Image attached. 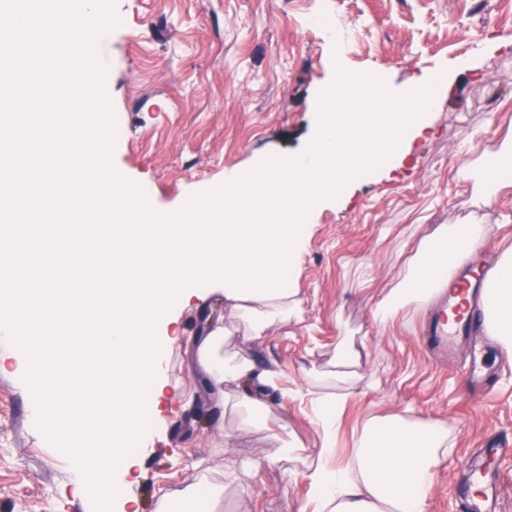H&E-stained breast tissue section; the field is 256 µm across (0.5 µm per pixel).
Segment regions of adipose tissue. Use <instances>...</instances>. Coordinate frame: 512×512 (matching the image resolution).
<instances>
[{
  "label": "adipose tissue",
  "instance_id": "adipose-tissue-1",
  "mask_svg": "<svg viewBox=\"0 0 512 512\" xmlns=\"http://www.w3.org/2000/svg\"><path fill=\"white\" fill-rule=\"evenodd\" d=\"M480 181L484 201L512 186V149L483 153ZM493 233L489 224H443L425 235L410 261L400 270L388 294L377 303L373 316L386 328L408 306H423L450 287L462 261L476 252ZM486 331L504 350H512V251L499 254L493 275L482 292ZM228 329L210 331L200 343V365L216 383L234 384L238 407L247 423L265 424L269 414L267 390L276 384V373L248 356L221 360L220 344L228 342ZM355 350L341 344L336 364L341 371L334 392H313L312 408L322 429L323 443L317 465L309 472L312 512H424L432 492V470L447 457V430L420 420L394 414L367 421L346 465H332L328 456L336 446L341 412L352 396L345 367Z\"/></svg>",
  "mask_w": 512,
  "mask_h": 512
}]
</instances>
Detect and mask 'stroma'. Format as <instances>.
<instances>
[{"mask_svg": "<svg viewBox=\"0 0 512 512\" xmlns=\"http://www.w3.org/2000/svg\"><path fill=\"white\" fill-rule=\"evenodd\" d=\"M321 14L370 31L337 54L335 39L309 26ZM114 15L122 27L96 45L119 121L112 164L148 183L160 212L180 210L265 155L301 149L337 63L397 90L423 74L450 80L431 130L401 168L308 217L294 282L300 309L288 325L250 335L219 283L175 305L159 364L162 414L127 479L139 512H157L162 495L178 497L201 479L222 489L215 512H299L322 446L303 392L335 391L327 373L344 341L362 358L335 459L349 457L373 417L408 412L444 426L454 446L436 465L424 512H462L460 464L488 434L512 439V369H500L502 349L490 343L492 390L470 392L464 351L438 364L424 350L418 325L427 308H407L383 332L373 310L424 230L470 221L476 190L461 167L512 142V0H114ZM219 327L233 333L225 357H256L288 390L268 394V427L244 425L242 409L220 398L197 362V341ZM29 395L24 378L0 373V512H87L73 493L72 458L32 426ZM289 435L298 458L276 460Z\"/></svg>", "mask_w": 512, "mask_h": 512, "instance_id": "stroma-1", "label": "stroma"}]
</instances>
